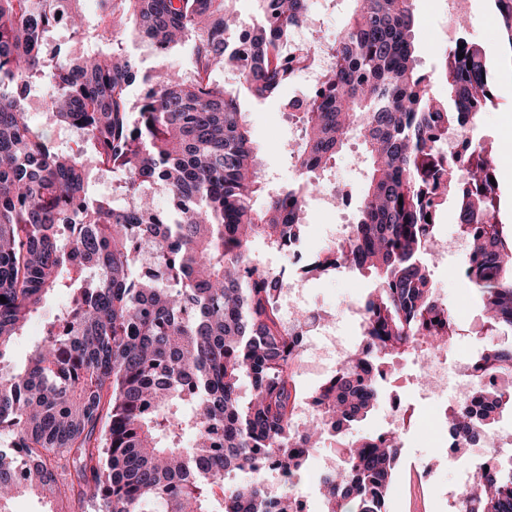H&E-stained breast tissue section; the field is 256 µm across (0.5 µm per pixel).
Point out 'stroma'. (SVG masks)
<instances>
[{"mask_svg":"<svg viewBox=\"0 0 512 512\" xmlns=\"http://www.w3.org/2000/svg\"><path fill=\"white\" fill-rule=\"evenodd\" d=\"M467 37L476 44L491 65L495 84L493 106L485 112L480 127L481 143L486 149L501 155L503 164L497 170L498 223L512 227V44L508 43L501 19L491 0H468ZM417 18L414 29L417 59L420 70L431 73L440 69L444 53L452 41L442 36L443 0H413ZM310 12L314 17L313 37L333 38L345 27L350 18L348 0H311ZM299 79L284 85L280 95L267 100H257L248 92H241L242 107L247 112L253 139L259 149L262 169L273 186L284 187L295 179L290 146L298 135V127L283 114L289 99L304 93ZM367 161L357 143H350L337 157L326 180L330 185L344 188L351 200H358L364 187ZM304 233L300 241L303 254L312 256L329 245L333 238L336 217L321 208L318 199H310L303 218ZM436 295L451 311L461 331L448 358L475 353L478 349L476 335L470 319L479 315L483 307L466 282L458 274L456 261L435 263L431 266ZM374 286V279L367 274L343 268L332 269L308 281L307 300L311 309L327 311L334 315L341 340L348 347L359 343V318L356 310ZM62 295L52 293L44 300L38 314L32 319L24 334L11 345L9 358L16 367H24L40 338L44 321L54 317L65 304ZM417 353L388 360L385 389L393 402L402 404L406 417L402 435L399 466L394 475V488L386 501V512H452L443 498L440 484L452 479L448 468H441L439 483L421 488L414 477L420 456L442 457L449 451L453 440L442 435L439 441L427 445L423 442L425 431L436 413L434 404L419 396L414 373L418 368Z\"/></svg>","mask_w":512,"mask_h":512,"instance_id":"stroma-1","label":"stroma"}]
</instances>
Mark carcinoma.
<instances>
[{
	"label": "carcinoma",
	"instance_id": "cac0c4a2",
	"mask_svg": "<svg viewBox=\"0 0 512 512\" xmlns=\"http://www.w3.org/2000/svg\"><path fill=\"white\" fill-rule=\"evenodd\" d=\"M84 2L0 0V512L24 494L45 512L63 494L70 512H295L288 494L273 498L268 464L296 487L324 436L377 409L384 361L456 335L426 261L450 191L459 231L480 225L461 277L490 331L512 336V230L496 221V167L470 141L441 152L493 103L490 68L461 37L437 75L422 73L411 0H349L341 33L303 44L294 30L309 0H256L245 31L233 0H97L94 16ZM494 2L512 44V0ZM62 26L69 42L47 53ZM135 48L189 63L140 77ZM325 58L297 115V183L271 195L239 86L267 99ZM437 81L446 103L432 95ZM47 85L42 124L29 97ZM352 139L368 162L356 223L305 274L339 261L373 275L361 321L373 351L349 352L314 390L320 423L300 433V335L276 307L284 271L254 262L250 245H297L309 193ZM158 187L165 209L150 203ZM53 292L71 302L18 369L7 349ZM475 360L474 393L496 423L512 411L501 385L512 344L487 339ZM448 414L453 437L480 445L468 410ZM339 445L347 465L320 477V512H384L397 437ZM498 454L466 512H512V453Z\"/></svg>",
	"mask_w": 512,
	"mask_h": 512
}]
</instances>
